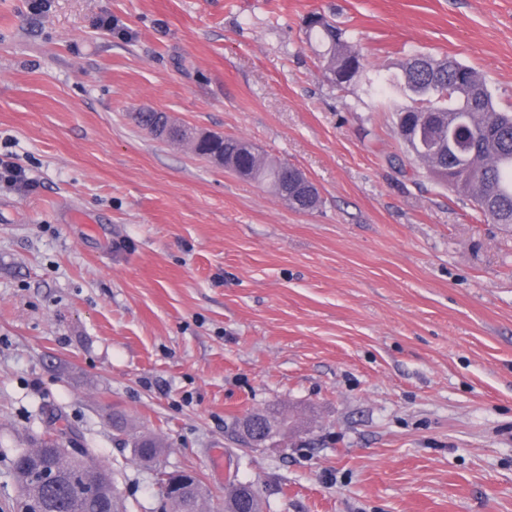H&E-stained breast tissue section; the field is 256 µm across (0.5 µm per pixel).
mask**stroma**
I'll use <instances>...</instances> for the list:
<instances>
[{
  "instance_id": "stroma-1",
  "label": "stroma",
  "mask_w": 512,
  "mask_h": 512,
  "mask_svg": "<svg viewBox=\"0 0 512 512\" xmlns=\"http://www.w3.org/2000/svg\"><path fill=\"white\" fill-rule=\"evenodd\" d=\"M311 12L357 83L329 80ZM413 54L512 108V0H0V153L35 181L0 185V512L56 410L131 512L181 470L204 512L232 481L261 512H512V229L407 158L386 80ZM147 107L295 165L320 205L154 140ZM265 410L293 428L249 448L236 422ZM318 26H310V16L303 20L306 24V32L311 39H314L318 47L323 50H318V55L327 59L329 63L330 74H336L338 80L332 79L337 87L350 85L355 82L360 72L363 69L361 56L357 49L346 39V32L344 29L336 25V22L328 20L325 16L319 13ZM163 442L156 437L142 436L134 442V454L144 463L154 462L162 452Z\"/></svg>"
}]
</instances>
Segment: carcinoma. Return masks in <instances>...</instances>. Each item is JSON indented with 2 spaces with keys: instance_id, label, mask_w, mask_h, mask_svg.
Instances as JSON below:
<instances>
[{
  "instance_id": "obj_1",
  "label": "carcinoma",
  "mask_w": 512,
  "mask_h": 512,
  "mask_svg": "<svg viewBox=\"0 0 512 512\" xmlns=\"http://www.w3.org/2000/svg\"><path fill=\"white\" fill-rule=\"evenodd\" d=\"M306 32L320 47L318 55L327 59L329 72L336 75L333 83L342 87L355 82L363 69L361 56L345 37L336 22L319 16L318 26L304 20ZM390 88L404 92L408 103L396 110V129L413 158L425 163L430 178L444 186L461 190L473 206L494 224L512 226V112L498 109L484 77L474 68L449 57L435 59L412 55L400 68V73L387 79ZM435 116L432 125L423 122V113ZM462 119L469 132L457 153L448 152V126ZM222 153L236 159L245 169L244 177L266 184L276 195L284 197L282 188L293 187L296 168L285 162L266 163L245 151L242 139L224 137L203 146L197 155L207 158ZM244 420L274 429L271 440L285 436L290 429L287 419L269 412H253ZM52 431L80 442L84 457L66 460L57 453L56 445L42 438L31 441V447L17 455L11 464L15 483L29 495L48 502L53 512H100V500L109 498L114 512H128L117 492L115 482L100 489L94 498L80 497L73 478L83 471L109 470L98 460L97 450L83 439L58 411L49 418ZM38 449L42 463L56 468L63 475L58 483L45 486L29 477L32 449ZM163 442L152 436H142L134 442V454L144 463L154 462L161 454ZM251 494L249 508L261 512L257 495L248 483L234 482L224 497V512H233L240 494ZM206 491L198 484L195 502L191 505L177 499L164 501L161 512H187L188 507L201 509Z\"/></svg>"
}]
</instances>
